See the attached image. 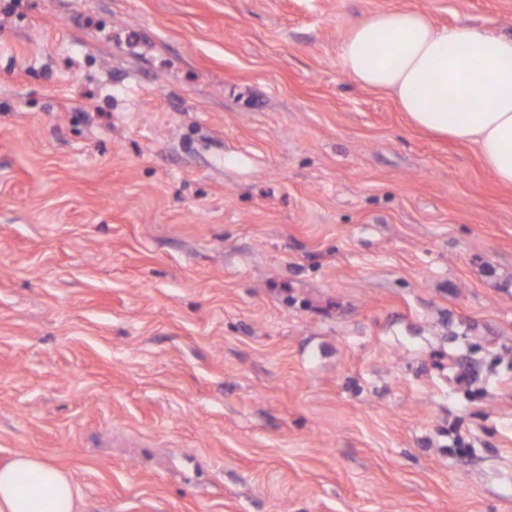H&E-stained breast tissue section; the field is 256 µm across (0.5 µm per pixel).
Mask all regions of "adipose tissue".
Listing matches in <instances>:
<instances>
[{"label":"adipose tissue","mask_w":512,"mask_h":512,"mask_svg":"<svg viewBox=\"0 0 512 512\" xmlns=\"http://www.w3.org/2000/svg\"><path fill=\"white\" fill-rule=\"evenodd\" d=\"M339 60L358 85L390 94L412 127L475 146L495 180L512 186V35L380 11L346 33ZM0 512H83V499L55 464L17 453L0 459Z\"/></svg>","instance_id":"1"}]
</instances>
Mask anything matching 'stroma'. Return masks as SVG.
I'll list each match as a JSON object with an SVG mask.
<instances>
[{
    "instance_id": "stroma-1",
    "label": "stroma",
    "mask_w": 512,
    "mask_h": 512,
    "mask_svg": "<svg viewBox=\"0 0 512 512\" xmlns=\"http://www.w3.org/2000/svg\"><path fill=\"white\" fill-rule=\"evenodd\" d=\"M399 8L512 34L0 0V459L84 512H512V187L342 69Z\"/></svg>"
}]
</instances>
